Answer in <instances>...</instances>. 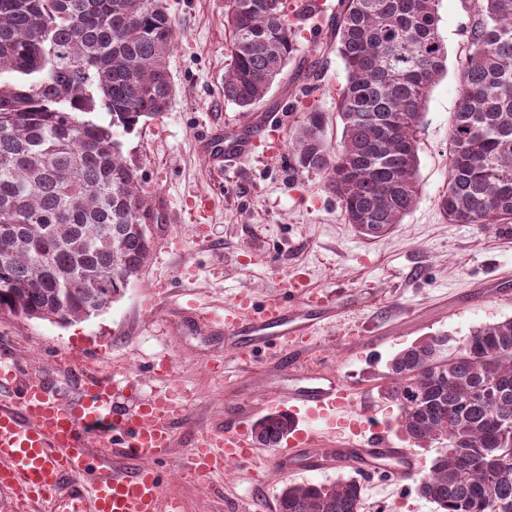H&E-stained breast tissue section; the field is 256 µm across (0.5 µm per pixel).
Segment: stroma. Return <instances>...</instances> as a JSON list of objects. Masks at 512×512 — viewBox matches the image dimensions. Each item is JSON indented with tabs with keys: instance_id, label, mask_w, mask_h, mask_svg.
Instances as JSON below:
<instances>
[{
	"instance_id": "obj_1",
	"label": "stroma",
	"mask_w": 512,
	"mask_h": 512,
	"mask_svg": "<svg viewBox=\"0 0 512 512\" xmlns=\"http://www.w3.org/2000/svg\"><path fill=\"white\" fill-rule=\"evenodd\" d=\"M177 41L169 57L174 94L164 114L131 130L113 127L108 112L87 118L112 127L124 158L140 176L155 220L153 249L138 279L107 308L60 325L0 314V351L34 362L61 387L74 381L67 361L92 356L98 367L116 369L135 385L149 381V359H169L188 392L189 421L163 461L167 476L159 512H265L269 500L292 484L271 474L252 488L245 473L222 478L181 479L177 473L205 429L223 424L227 412H267L268 390L295 382L277 354L263 352L223 373L213 368L217 353L229 352L223 335L198 330L176 313L194 302L224 305L245 294L267 293L303 278L309 290L333 301L334 319L318 325L301 358L304 376L333 372L358 389L354 414L396 430L399 409L381 395L392 357L428 336L460 342L470 331L512 317V228L451 224L439 197L448 182V135L457 107L459 68L470 38L474 0H441L439 31L448 47V72L428 92L417 129L419 192L412 210L391 234L360 235L344 218L341 204L316 172H296L279 154H255L214 170L200 143L214 124L250 131L267 114L283 112L266 140L288 151L307 111L325 116V139L338 145L342 124L336 113L346 81L344 65L328 47L329 20L318 36H297L298 50L264 100L250 113L224 99V70L230 60L224 0H165ZM212 197L203 220L192 214L196 194ZM361 512H436L416 489L368 485Z\"/></svg>"
}]
</instances>
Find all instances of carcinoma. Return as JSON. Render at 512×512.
Masks as SVG:
<instances>
[{"label":"carcinoma","instance_id":"1","mask_svg":"<svg viewBox=\"0 0 512 512\" xmlns=\"http://www.w3.org/2000/svg\"><path fill=\"white\" fill-rule=\"evenodd\" d=\"M441 0H339L331 40L344 64L342 135L310 110L290 142L295 168L322 173L346 220L385 236L418 192L416 130L448 71ZM224 100L250 112L297 51L288 0H224ZM176 27L156 0H0V313L67 324L121 296L152 250L154 220L113 132L77 113L104 110L129 130L169 106ZM449 174L450 224H512V0H478L460 62ZM385 394L414 445L446 442L416 479L437 512L512 504V317L452 346L445 335L389 363ZM287 438L286 412L255 422ZM279 512H360L361 486L287 485Z\"/></svg>","mask_w":512,"mask_h":512}]
</instances>
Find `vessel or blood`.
I'll return each instance as SVG.
<instances>
[{
	"label": "vessel or blood",
	"mask_w": 512,
	"mask_h": 512,
	"mask_svg": "<svg viewBox=\"0 0 512 512\" xmlns=\"http://www.w3.org/2000/svg\"><path fill=\"white\" fill-rule=\"evenodd\" d=\"M254 138L206 137L215 167L248 153ZM183 317L210 331L228 335L233 361L253 360L275 350L289 368L310 340L313 329L336 315L335 306L305 296L299 284L261 301L236 296L223 314L186 309ZM76 396L52 388L40 375L21 376L19 365L0 358V489L29 512H158L166 477L157 464L170 448L174 430L189 418L185 390L168 363H151L152 377L164 378L165 390L143 393L116 374L103 375L88 357L70 359ZM128 406L119 407V398ZM355 391L338 375L309 378L307 384L274 392L273 411H287L298 426L287 447L271 464L279 472L307 477L354 462L367 480L406 484L421 469L413 449L400 446L386 428L354 417ZM344 433L343 448L318 447V426ZM256 448L247 415L226 416L224 425L198 436L186 457L193 478L223 475L230 466L251 465Z\"/></svg>",
	"instance_id": "vessel-or-blood-1"
}]
</instances>
